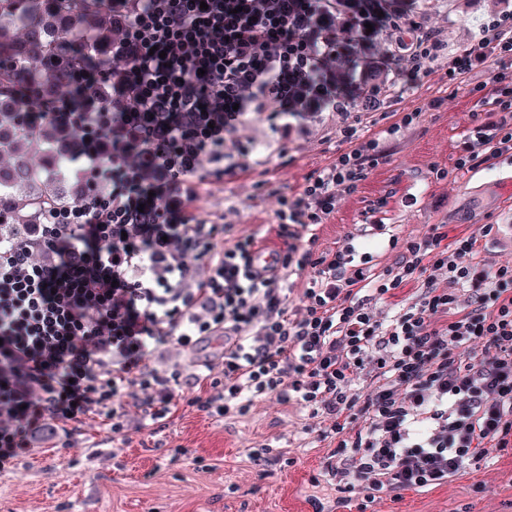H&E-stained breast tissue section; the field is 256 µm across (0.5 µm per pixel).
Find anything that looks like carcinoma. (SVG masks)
I'll list each match as a JSON object with an SVG mask.
<instances>
[{
  "label": "carcinoma",
  "mask_w": 512,
  "mask_h": 512,
  "mask_svg": "<svg viewBox=\"0 0 512 512\" xmlns=\"http://www.w3.org/2000/svg\"><path fill=\"white\" fill-rule=\"evenodd\" d=\"M122 27L101 0H0V237L26 235L49 209L75 206L90 190L72 172L87 150L81 128L47 114L78 92L89 57L112 59ZM84 104L112 107V76Z\"/></svg>",
  "instance_id": "carcinoma-1"
}]
</instances>
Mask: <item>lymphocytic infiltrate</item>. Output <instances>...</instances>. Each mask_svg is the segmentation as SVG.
I'll return each instance as SVG.
<instances>
[{"label": "lymphocytic infiltrate", "instance_id": "lymphocytic-infiltrate-1", "mask_svg": "<svg viewBox=\"0 0 512 512\" xmlns=\"http://www.w3.org/2000/svg\"><path fill=\"white\" fill-rule=\"evenodd\" d=\"M356 44L336 38L355 0H112L126 18L109 112L112 164L88 152L91 191L19 239H0V472L42 434L74 447L93 420L124 444L187 403L206 418L295 404L328 449L336 503L367 512L512 450V261L498 224L437 221L385 235L416 194L367 201L357 232L336 215L424 121L468 90L456 181L512 159V0L449 50L437 0H379ZM350 71L336 73V57ZM336 118V147L297 188L270 178ZM264 137L242 136L250 123ZM252 178L273 199L251 229L201 219L203 188ZM273 261L254 267L257 245Z\"/></svg>", "mask_w": 512, "mask_h": 512}]
</instances>
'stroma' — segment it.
I'll use <instances>...</instances> for the list:
<instances>
[{"label":"stroma","instance_id":"obj_1","mask_svg":"<svg viewBox=\"0 0 512 512\" xmlns=\"http://www.w3.org/2000/svg\"><path fill=\"white\" fill-rule=\"evenodd\" d=\"M499 0H441L448 17V45L471 41L498 8ZM472 107L468 92H458L446 114L422 122L381 170L336 216L337 232L354 230L365 200L379 196L393 180L416 185L417 205L397 213L391 229L410 231L432 223L429 204L448 198L452 224H484L512 209L498 190L512 175L503 160L454 184H431L424 164L450 162L452 146ZM306 411L275 402L259 404L246 418L215 421L181 407L165 434L168 447H157L149 432L131 434L129 444L113 451L103 428L87 422L86 440L72 448L32 449L17 470L0 474V512H290L295 501L319 494L333 507L336 494L312 488L323 476L325 448L303 445L297 427L307 424ZM270 444L274 460L266 471L250 462L251 442ZM186 453L174 455L173 446ZM379 512H512V455L486 467L470 468L448 485L427 493L409 492L403 501L383 500Z\"/></svg>","mask_w":512,"mask_h":512}]
</instances>
